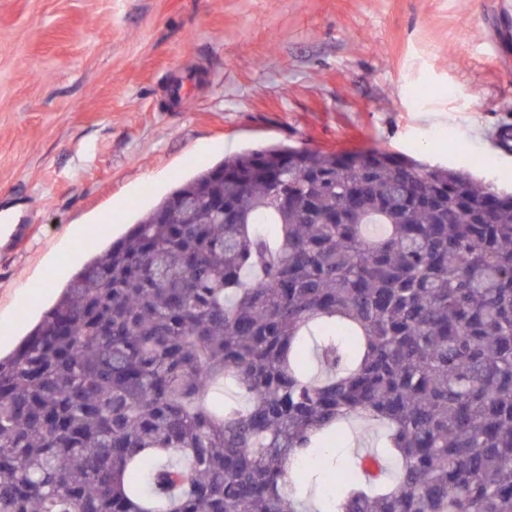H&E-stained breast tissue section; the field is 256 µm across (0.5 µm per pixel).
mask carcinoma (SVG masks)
Returning <instances> with one entry per match:
<instances>
[{"mask_svg": "<svg viewBox=\"0 0 512 512\" xmlns=\"http://www.w3.org/2000/svg\"><path fill=\"white\" fill-rule=\"evenodd\" d=\"M0 512H512V193L281 144L179 183L0 357Z\"/></svg>", "mask_w": 512, "mask_h": 512, "instance_id": "1", "label": "carcinoma"}]
</instances>
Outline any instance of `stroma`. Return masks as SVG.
<instances>
[{
    "label": "stroma",
    "instance_id": "35a3bbf8",
    "mask_svg": "<svg viewBox=\"0 0 512 512\" xmlns=\"http://www.w3.org/2000/svg\"><path fill=\"white\" fill-rule=\"evenodd\" d=\"M497 0H0V352L179 181L245 147L379 148L512 190ZM426 112L446 114L428 127Z\"/></svg>",
    "mask_w": 512,
    "mask_h": 512
}]
</instances>
